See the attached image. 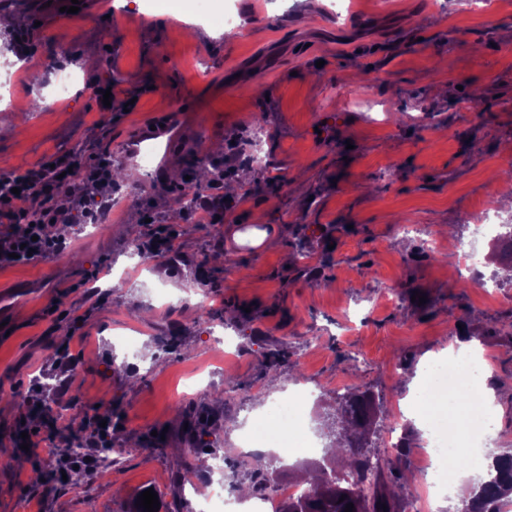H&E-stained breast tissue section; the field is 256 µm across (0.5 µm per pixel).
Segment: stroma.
<instances>
[{
	"mask_svg": "<svg viewBox=\"0 0 512 512\" xmlns=\"http://www.w3.org/2000/svg\"><path fill=\"white\" fill-rule=\"evenodd\" d=\"M66 2L0 0V15L15 20L0 36V88L13 84L19 103L0 112V173L84 145L92 159L121 157L125 170L151 165L155 182L113 211L104 231L68 209L60 257L0 268V388L68 414L53 436L25 407L0 413V444L29 435L28 449L0 466V512H128L148 489L159 512H196L206 486L176 454L186 445L181 410L227 419L216 449L245 483L235 452L244 418L299 385L313 392L306 419L316 436L338 433L337 397L375 394L380 429L397 424L409 444L402 453L375 436L368 450L382 480L398 479L403 510L419 485L424 438L396 404L436 353L455 346L453 324L488 357L484 386L512 448V335L503 331L512 302L480 288L458 253L427 246L447 225L450 239L475 243L484 274L501 268L493 238L472 239L470 220L484 208L512 217L502 201L512 188V0H487L480 11L474 0H362L366 26L336 20L328 0L313 10L306 0H236L233 28L160 0L137 14L126 0H81L75 13ZM369 46L378 55L367 63L360 51ZM51 60L79 76L67 100L55 97ZM236 70L244 80L228 81ZM114 83L136 95L132 111L103 109L98 91ZM472 95L487 112L469 110ZM172 112L184 132L169 160L157 146L149 163L123 159L141 128ZM198 140L221 141L230 160L232 205L219 224L195 223L177 205L186 149ZM253 145L271 165L245 180L236 159ZM266 181L273 189L256 191ZM402 224L423 230L407 237ZM241 225L259 230L257 245L237 247ZM164 229L169 253L130 255L135 234ZM206 254L225 257L206 287L222 300L221 321L187 294ZM134 266L139 276L117 280ZM388 290L398 307L386 304ZM132 329L138 358L126 365L119 335ZM282 345L290 363L267 367L265 353ZM63 349L78 373L59 360ZM200 378L204 386L186 395ZM97 407L117 411L120 464L97 465L79 488L34 486L38 471L68 462L65 430L86 428ZM155 430L165 451L146 448Z\"/></svg>",
	"mask_w": 512,
	"mask_h": 512,
	"instance_id": "1",
	"label": "stroma"
}]
</instances>
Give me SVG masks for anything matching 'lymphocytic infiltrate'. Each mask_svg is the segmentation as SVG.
I'll return each mask as SVG.
<instances>
[{
	"label": "lymphocytic infiltrate",
	"mask_w": 512,
	"mask_h": 512,
	"mask_svg": "<svg viewBox=\"0 0 512 512\" xmlns=\"http://www.w3.org/2000/svg\"><path fill=\"white\" fill-rule=\"evenodd\" d=\"M111 172V165L100 160L68 155L55 165L29 170L28 191L17 195L1 192L0 223L7 230L0 234V267L63 252L65 242L58 235V226L64 215L56 207V197L63 194L73 205L84 204L88 188L108 180Z\"/></svg>",
	"instance_id": "lymphocytic-infiltrate-1"
}]
</instances>
